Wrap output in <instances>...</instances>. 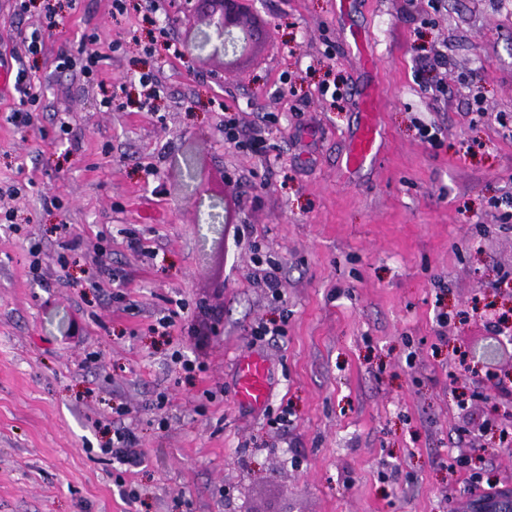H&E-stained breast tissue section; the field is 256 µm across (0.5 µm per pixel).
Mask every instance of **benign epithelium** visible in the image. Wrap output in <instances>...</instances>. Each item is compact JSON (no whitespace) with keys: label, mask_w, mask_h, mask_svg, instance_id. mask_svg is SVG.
I'll use <instances>...</instances> for the list:
<instances>
[{"label":"benign epithelium","mask_w":512,"mask_h":512,"mask_svg":"<svg viewBox=\"0 0 512 512\" xmlns=\"http://www.w3.org/2000/svg\"><path fill=\"white\" fill-rule=\"evenodd\" d=\"M205 23L214 28L222 42L218 51L224 55V67L231 66L239 57L249 52L259 39L256 25L246 21L233 7L234 0H207ZM503 346L496 338L472 351L477 366L488 365L498 359Z\"/></svg>","instance_id":"obj_1"}]
</instances>
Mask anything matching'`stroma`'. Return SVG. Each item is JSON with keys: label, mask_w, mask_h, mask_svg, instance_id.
<instances>
[{"label": "stroma", "mask_w": 512, "mask_h": 512, "mask_svg": "<svg viewBox=\"0 0 512 512\" xmlns=\"http://www.w3.org/2000/svg\"><path fill=\"white\" fill-rule=\"evenodd\" d=\"M123 4L62 0L31 70L36 126L9 123L19 96L0 92V182L22 186L0 208L23 228L0 224V512H465L478 455L483 482L512 483V0H351L341 17L336 0H248L267 38L229 69L160 36L209 35L186 0ZM13 6L5 52L41 23ZM360 28L371 72L346 47ZM64 52L95 54V79L56 71ZM333 81L337 102L319 91ZM369 86L385 145L350 177ZM228 115L263 152L227 138ZM261 324L283 332L253 343ZM495 336L481 376L456 369ZM249 352L271 366L257 411L235 397ZM122 424L138 466L100 457Z\"/></svg>", "instance_id": "1"}]
</instances>
